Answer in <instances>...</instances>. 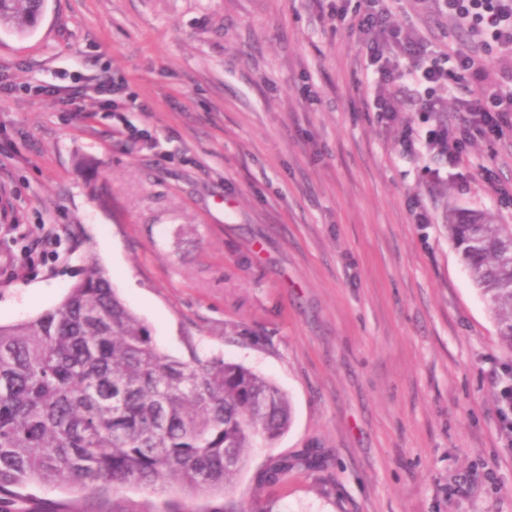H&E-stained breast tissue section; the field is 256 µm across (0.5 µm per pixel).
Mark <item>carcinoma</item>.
<instances>
[{"label":"carcinoma","instance_id":"cac0c4a2","mask_svg":"<svg viewBox=\"0 0 512 512\" xmlns=\"http://www.w3.org/2000/svg\"><path fill=\"white\" fill-rule=\"evenodd\" d=\"M39 2L0 0V28L30 30ZM448 235L512 348V225L451 207ZM291 414L286 394L241 364L162 354L90 253L57 306L0 324V505L30 485L221 491L245 449L279 438ZM331 466L309 448L274 461L262 482Z\"/></svg>","mask_w":512,"mask_h":512}]
</instances>
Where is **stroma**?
I'll use <instances>...</instances> for the list:
<instances>
[{"label": "stroma", "mask_w": 512, "mask_h": 512, "mask_svg": "<svg viewBox=\"0 0 512 512\" xmlns=\"http://www.w3.org/2000/svg\"><path fill=\"white\" fill-rule=\"evenodd\" d=\"M357 7L338 23L322 0H48L35 29L0 28V323L58 305L92 253L160 352L241 364L291 403L223 491L128 486L108 512H512L490 382L512 348L448 236L452 203L512 224V131L444 174L405 154L423 125L374 112ZM391 9L430 51L468 49L486 83L512 73L433 0ZM306 448L331 467L262 483ZM27 493L12 512L97 506Z\"/></svg>", "instance_id": "1"}]
</instances>
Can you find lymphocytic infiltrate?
<instances>
[{
  "mask_svg": "<svg viewBox=\"0 0 512 512\" xmlns=\"http://www.w3.org/2000/svg\"><path fill=\"white\" fill-rule=\"evenodd\" d=\"M440 14L464 19L471 29L486 34L498 46L512 49V0H435ZM385 0H364L358 10L355 31L366 55V68L378 75L382 86L374 99L381 118L393 119L396 97L406 98L430 122L442 103L435 93L458 89L456 109L460 120L455 130L431 126L423 138L427 151L443 162L458 161L474 137L494 139L512 129V93L491 94L478 83L475 60L466 51L453 52L454 63L427 62V49L410 31L388 22ZM417 75L416 85L404 84L406 71Z\"/></svg>",
  "mask_w": 512,
  "mask_h": 512,
  "instance_id": "1",
  "label": "lymphocytic infiltrate"
}]
</instances>
